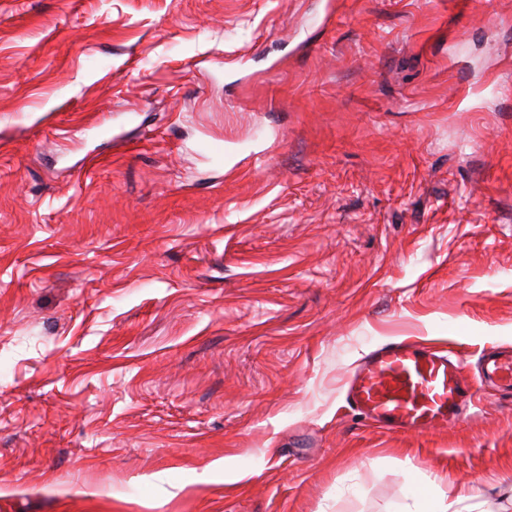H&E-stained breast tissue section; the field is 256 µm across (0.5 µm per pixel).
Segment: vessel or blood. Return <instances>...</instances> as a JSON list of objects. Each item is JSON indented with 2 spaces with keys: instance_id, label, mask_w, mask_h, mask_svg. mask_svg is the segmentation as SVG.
<instances>
[{
  "instance_id": "1",
  "label": "vessel or blood",
  "mask_w": 512,
  "mask_h": 512,
  "mask_svg": "<svg viewBox=\"0 0 512 512\" xmlns=\"http://www.w3.org/2000/svg\"><path fill=\"white\" fill-rule=\"evenodd\" d=\"M482 379L512 392V352L485 355ZM478 382L457 354L393 339L370 350L349 373L346 401L386 432L422 435L464 422Z\"/></svg>"
}]
</instances>
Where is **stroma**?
I'll list each match as a JSON object with an SVG mask.
<instances>
[{
  "mask_svg": "<svg viewBox=\"0 0 512 512\" xmlns=\"http://www.w3.org/2000/svg\"><path fill=\"white\" fill-rule=\"evenodd\" d=\"M394 337L512 347V0H0V512H512ZM478 384L452 351L393 339L370 350L349 373L346 401L388 433L423 435L464 422ZM476 498L477 496L475 495L470 496L459 491L455 499L448 503V494L445 492L433 493L417 497L414 499L413 504L408 506L404 512H450V509L455 504L459 505Z\"/></svg>",
  "mask_w": 512,
  "mask_h": 512,
  "instance_id": "1",
  "label": "stroma"
}]
</instances>
